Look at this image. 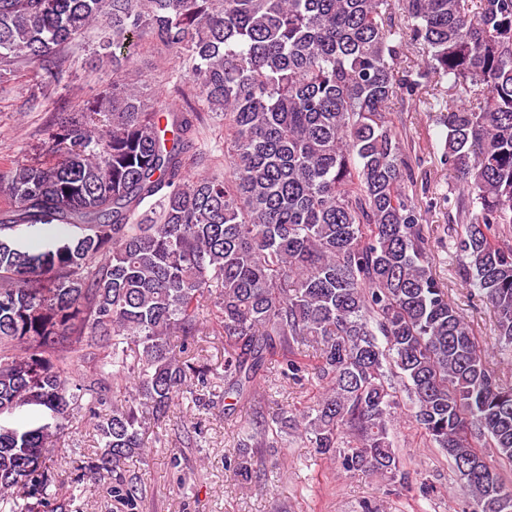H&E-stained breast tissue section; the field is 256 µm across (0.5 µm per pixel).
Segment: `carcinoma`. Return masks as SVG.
Instances as JSON below:
<instances>
[{"instance_id":"carcinoma-1","label":"carcinoma","mask_w":512,"mask_h":512,"mask_svg":"<svg viewBox=\"0 0 512 512\" xmlns=\"http://www.w3.org/2000/svg\"><path fill=\"white\" fill-rule=\"evenodd\" d=\"M91 29L112 84L57 109L38 159L0 168V504L67 512L54 443L80 414L101 447L73 490L105 485L134 512L126 463L174 399L219 381L254 399L279 354L324 389L242 426L227 471L251 479L292 432L349 475L409 483L392 372L469 512H512V383L430 269L389 116L396 98L440 113L453 247L512 346V0H0V86L29 66L31 101L51 99ZM147 42L174 57L170 104L129 81ZM409 49L424 64L398 79ZM211 118L222 156L203 147ZM22 226L49 233L34 249ZM208 315L222 374L190 354ZM31 405L36 420H4Z\"/></svg>"}]
</instances>
